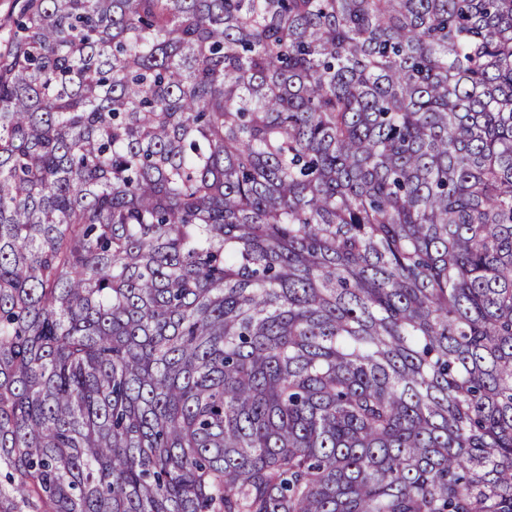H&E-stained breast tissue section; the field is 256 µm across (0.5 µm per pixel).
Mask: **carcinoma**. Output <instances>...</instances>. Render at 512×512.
<instances>
[{
  "instance_id": "carcinoma-1",
  "label": "carcinoma",
  "mask_w": 512,
  "mask_h": 512,
  "mask_svg": "<svg viewBox=\"0 0 512 512\" xmlns=\"http://www.w3.org/2000/svg\"><path fill=\"white\" fill-rule=\"evenodd\" d=\"M0 512H512V0H20Z\"/></svg>"
}]
</instances>
